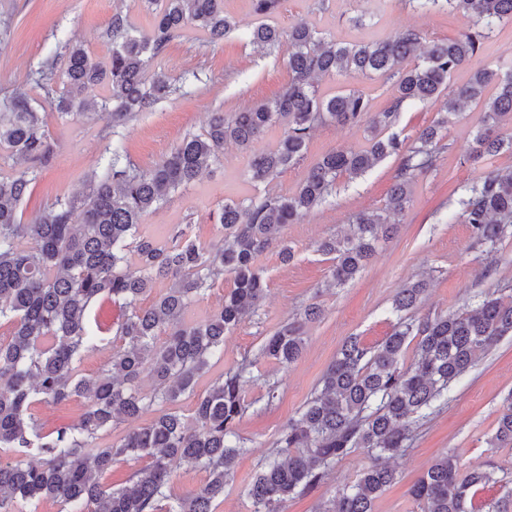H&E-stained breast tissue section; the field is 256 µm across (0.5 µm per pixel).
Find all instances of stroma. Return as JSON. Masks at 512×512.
Here are the masks:
<instances>
[{
    "label": "stroma",
    "instance_id": "1",
    "mask_svg": "<svg viewBox=\"0 0 512 512\" xmlns=\"http://www.w3.org/2000/svg\"><path fill=\"white\" fill-rule=\"evenodd\" d=\"M117 12L127 15L136 30L149 29L155 16L144 0H0V99L24 85L30 67L49 57L59 42H80L96 56L106 57L112 48L106 29ZM224 13L237 24L224 40L209 41L202 30L191 27L155 61V69L182 79L183 84L180 95L158 103L126 128V146L140 167L153 166L184 136L203 133L209 113L221 111L230 116L244 111L273 98L290 81L287 46L266 51L247 43L246 32L261 22L253 0H224ZM300 20L339 45L387 39L407 29L429 40H445L465 26L463 17L449 7H423L418 0H281L268 22L285 30ZM487 64L512 67V21L498 22L491 29L477 56L451 75L449 88L465 85L477 68ZM317 89L325 97L342 89L358 91L374 112L398 107L395 129L409 137L439 118L448 99L443 93L424 102L396 104L393 80L378 74L325 76L319 79ZM481 110V104L472 102L460 117H449L433 167L414 181L412 202L401 217L398 233L344 286L327 287L332 262L317 252L316 243L346 231L357 213L385 206L399 167L397 157H388L360 177H339L329 202L298 223L287 225L284 237L294 250L292 261L282 263L274 248L258 256L268 287L257 315L225 337L221 360L213 362L193 392L181 396L176 404L185 421H193L198 395L222 372L244 358L254 359L255 379L245 386L251 406L237 426L247 451L236 460L223 494L213 503L214 512H251L252 503L244 490L258 465L272 452L280 429L297 415L349 337H358L373 348L391 333L397 321L393 300L408 282L422 275L428 280L416 311L420 317L476 305L488 294L512 296V237L492 249L475 246L470 227L461 216L459 200L466 185L492 170H512L509 152L476 161L465 159L464 150ZM46 115L54 156L20 205L27 221L56 198L82 191L112 145V129L106 121L62 117L52 108ZM280 135V128L269 129L249 151L225 145L209 172L180 187L144 216L141 233L162 242L186 225L201 242L218 241L224 235L218 219L224 201L292 193L326 153L366 145L363 126L325 125L311 133L299 164L271 183L252 182L248 175L251 151L273 147ZM312 303L320 307L321 315L304 329L301 357L286 370L259 357L266 339ZM92 309L112 330L79 363L78 371L84 376L97 375L106 368L121 345L113 330L122 316L119 306L99 300ZM270 382L278 387V396L272 401L266 397ZM511 391L512 337L508 336L480 357L456 384L447 407L423 426L412 447L396 459L399 480L375 500L373 512H415L408 490L432 461L444 454L455 456L461 468L479 465L512 478V448L486 444L495 432L502 401ZM373 463L367 450H355L317 488L289 501L288 512H315L321 502L353 484Z\"/></svg>",
    "mask_w": 512,
    "mask_h": 512
}]
</instances>
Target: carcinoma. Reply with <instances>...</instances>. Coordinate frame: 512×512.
Wrapping results in <instances>:
<instances>
[{"instance_id": "1", "label": "carcinoma", "mask_w": 512, "mask_h": 512, "mask_svg": "<svg viewBox=\"0 0 512 512\" xmlns=\"http://www.w3.org/2000/svg\"><path fill=\"white\" fill-rule=\"evenodd\" d=\"M441 1L469 25L453 40L431 42L414 64L408 60L421 36L412 29L394 38L340 46L325 42L305 22L286 32L268 25L254 28L250 42L260 48L288 43L292 78L277 98L232 118L211 113L206 133L185 136L150 169L136 165L117 144L81 194L56 198L29 222L19 207L39 169L51 161L53 143L29 92L15 91L0 102V154L20 164L12 175H0V322L13 328L10 342L0 343V449L10 448L15 455L11 461L0 459V512H19L18 504L41 500L59 502L69 512H213L225 477L244 451L236 427L248 408L244 384L249 365L222 373L198 396L195 428L170 410L111 446L99 448L95 440L113 423L141 415L156 401L173 405L194 391L210 359L222 353L224 337L259 309L267 279L257 256L277 247L283 261L291 260L285 227L327 203L339 177L361 175L391 155L400 161L385 208L357 214L348 233L317 244V251L333 256L331 287L353 279L379 244L397 232L411 202L413 179L434 164L448 114L470 102L482 103L469 155L512 152V131L502 132L512 125V71L479 68L448 100V113L435 124L412 140L392 131L403 102L441 94L450 74L478 53L493 25L512 20V0H430ZM145 2L158 6L149 31L132 30L127 17L115 13L107 58L69 43L62 66L51 60L30 71L31 88L53 100L62 117L105 119L114 129L124 127L179 90L164 73H149L175 37L189 26L213 40L236 29V22L224 15V0ZM334 73L398 77L393 109L372 113L368 100L354 90L319 96L315 80ZM97 85L105 95L98 101L87 98L86 91ZM491 85L495 92L488 98ZM325 124L366 125L368 147L325 154L289 195L224 203V239L218 244H203L183 229L162 243L140 234L142 218L208 170L225 143L247 149L269 128L282 126L277 146L249 161L250 179L264 182L297 164L310 133ZM461 204L474 241L495 245L512 229V171L487 173L469 186ZM226 274L233 277L234 288L224 304L202 321L186 322L188 305ZM168 279L171 285L150 307L137 306L156 282ZM426 289L424 278L401 289L394 299L397 322L377 348L356 338L343 344L313 396L279 432L273 457L248 484L253 512H286L288 500L314 490L358 448L374 454L376 463L316 512H373L375 499L397 480L388 460L410 447L413 434L448 403L452 384L478 357L512 336V300L488 295L474 307L420 318L415 310ZM99 299L122 303L117 334L123 345L113 352L107 370L86 377L78 373L77 363L96 346L90 309ZM318 315V307L306 308L264 342L259 356L289 367L302 353L304 325ZM145 378L153 382L150 397L140 389ZM73 398L85 403L78 422L44 430L35 405ZM487 444L512 446V392L503 399ZM143 458L149 463L134 473L131 486L114 489L106 483L115 462ZM176 463L199 465L208 479L173 499L165 487ZM498 483L507 481L482 466L463 472L446 454L433 461L409 494L418 512H472L477 494Z\"/></svg>"}]
</instances>
